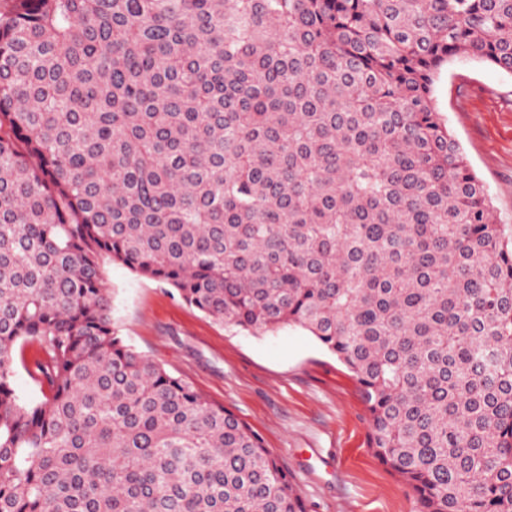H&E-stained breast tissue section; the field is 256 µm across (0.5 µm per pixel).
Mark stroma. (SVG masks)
<instances>
[{
    "instance_id": "35a3bbf8",
    "label": "stroma",
    "mask_w": 512,
    "mask_h": 512,
    "mask_svg": "<svg viewBox=\"0 0 512 512\" xmlns=\"http://www.w3.org/2000/svg\"><path fill=\"white\" fill-rule=\"evenodd\" d=\"M433 98L501 222L512 226V74L456 58L437 75ZM106 284L125 341L259 434L308 512H417L406 485L368 446L357 384L310 333L255 335L218 324L120 264H107Z\"/></svg>"
}]
</instances>
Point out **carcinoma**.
<instances>
[{
	"label": "carcinoma",
	"instance_id": "carcinoma-1",
	"mask_svg": "<svg viewBox=\"0 0 512 512\" xmlns=\"http://www.w3.org/2000/svg\"><path fill=\"white\" fill-rule=\"evenodd\" d=\"M460 56L512 73V0H0V512H306L126 344L108 263L308 331L417 512H512V234L432 97ZM13 386L16 394L23 402H36L42 399L39 386L30 378L21 365L16 368Z\"/></svg>",
	"mask_w": 512,
	"mask_h": 512
}]
</instances>
